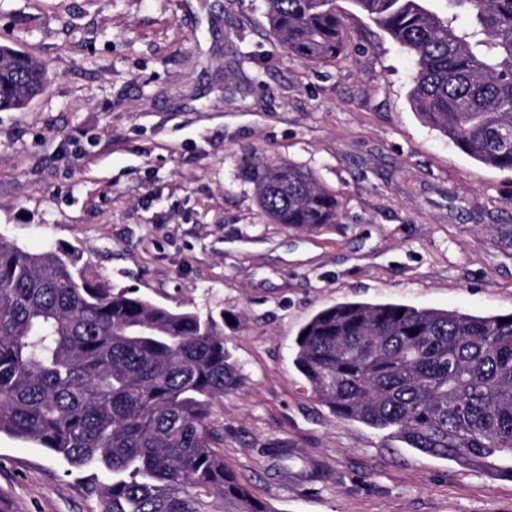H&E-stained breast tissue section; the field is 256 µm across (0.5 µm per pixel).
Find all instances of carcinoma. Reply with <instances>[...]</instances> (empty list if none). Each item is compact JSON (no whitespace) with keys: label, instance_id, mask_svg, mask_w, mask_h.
Returning a JSON list of instances; mask_svg holds the SVG:
<instances>
[{"label":"carcinoma","instance_id":"cac0c4a2","mask_svg":"<svg viewBox=\"0 0 512 512\" xmlns=\"http://www.w3.org/2000/svg\"><path fill=\"white\" fill-rule=\"evenodd\" d=\"M415 59L416 112L475 161L512 170V0H351ZM274 39L305 63L347 49L337 0H266ZM42 64L0 46V111L44 91ZM263 213L296 231L339 218L336 195L291 163L245 153ZM508 322H502V319ZM295 364L342 417L423 453L512 460V315L340 302L299 331ZM239 368L207 315L114 291L73 247L0 236V434L111 475L100 512H271L224 467L213 404Z\"/></svg>","mask_w":512,"mask_h":512}]
</instances>
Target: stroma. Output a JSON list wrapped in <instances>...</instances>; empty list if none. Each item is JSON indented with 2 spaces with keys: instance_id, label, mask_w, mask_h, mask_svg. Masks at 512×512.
<instances>
[{
  "instance_id": "35a3bbf8",
  "label": "stroma",
  "mask_w": 512,
  "mask_h": 512,
  "mask_svg": "<svg viewBox=\"0 0 512 512\" xmlns=\"http://www.w3.org/2000/svg\"><path fill=\"white\" fill-rule=\"evenodd\" d=\"M338 3L347 52L307 64L265 0H0V44L49 76L0 112V235L74 246L115 289L213 315L244 385L211 426L271 512H512V478L338 416L293 362L301 327L340 302L512 313V171L428 126L411 56ZM247 151L308 170L338 223H271ZM0 499L99 510L81 473L5 435Z\"/></svg>"
}]
</instances>
